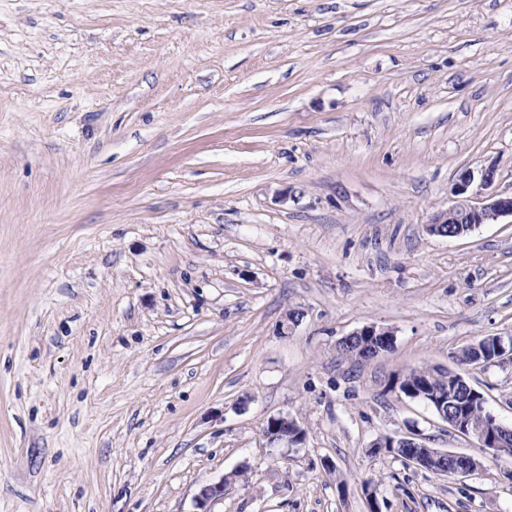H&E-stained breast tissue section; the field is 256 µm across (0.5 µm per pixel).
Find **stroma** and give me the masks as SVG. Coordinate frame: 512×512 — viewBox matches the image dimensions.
<instances>
[{
	"label": "stroma",
	"instance_id": "obj_1",
	"mask_svg": "<svg viewBox=\"0 0 512 512\" xmlns=\"http://www.w3.org/2000/svg\"><path fill=\"white\" fill-rule=\"evenodd\" d=\"M487 168L512 194V0H0V512H512V460L394 386L512 426V359L452 357L512 336V224L427 230ZM393 336V333L386 328L368 325L344 338L339 343V348H343L354 341H359L362 346H367L370 342H377L379 346L386 348L388 345L393 344ZM381 347L376 346L378 352L381 351ZM461 377L457 373L448 372L444 376H435L426 369H413L401 378L398 388L406 397L426 403L425 399L428 398L419 396V393L426 395L425 393L432 392L433 389L446 392L447 388L448 391H453L462 386ZM290 425L302 429L297 420L288 413L269 417L261 432L266 446L269 448H294L299 445L289 433L288 426ZM385 438L391 439L393 445L398 443L400 448H376L375 449L374 446H377L378 444L383 445V442H384L383 439H385ZM385 438L380 439L379 441H377L376 443L373 444L372 448H374V452L375 453H380V452L389 453L396 458H401L402 461L406 464L414 462L413 458H415L417 456V454L412 455V454L406 452L405 448H422V446L417 442V439L414 437L407 436V437H401L399 439H394L392 437H385ZM427 452L430 454V459L433 461H440L441 463L448 464V459H450L453 462V473L450 471V466L448 464V472L446 471L447 467H444L443 465H440L438 463L428 462L425 461L421 466L426 469L427 471H430L436 475L440 476H446L450 477L453 474L454 475H463L467 474V463L469 459H472V465L475 467L474 471L480 467V462L477 461L475 458H471L468 455L465 454H459L454 452H447V451H440V450H433L431 448H425ZM473 471V472H474ZM224 497V480L205 484L195 496V512H213L211 506Z\"/></svg>",
	"mask_w": 512,
	"mask_h": 512
}]
</instances>
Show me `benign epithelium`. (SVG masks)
<instances>
[{
    "label": "benign epithelium",
    "instance_id": "7a95c632",
    "mask_svg": "<svg viewBox=\"0 0 512 512\" xmlns=\"http://www.w3.org/2000/svg\"><path fill=\"white\" fill-rule=\"evenodd\" d=\"M474 180L471 172L460 175L452 194L453 201L446 211L435 215L428 225L429 232L448 238L458 237L481 224H499L512 219V195L472 194L470 186ZM355 341L366 346L376 342L385 348L393 344V333L382 327L368 325L344 338L339 347H344ZM438 408L443 420H449L459 435L474 438L483 452L491 454L493 449L500 448L505 441L512 438V427L506 426L497 419H492L481 425L474 426L462 416L456 415L457 400L454 396L444 397L435 391L430 396ZM299 427L297 420L288 414H279L267 419L261 435L269 448H294L296 440L289 433V427ZM430 459L446 463L453 462V474L463 475L467 470V460L470 456L454 452L427 449ZM224 497V481L205 484L200 487L195 496L196 512H212L213 503Z\"/></svg>",
    "mask_w": 512,
    "mask_h": 512
}]
</instances>
